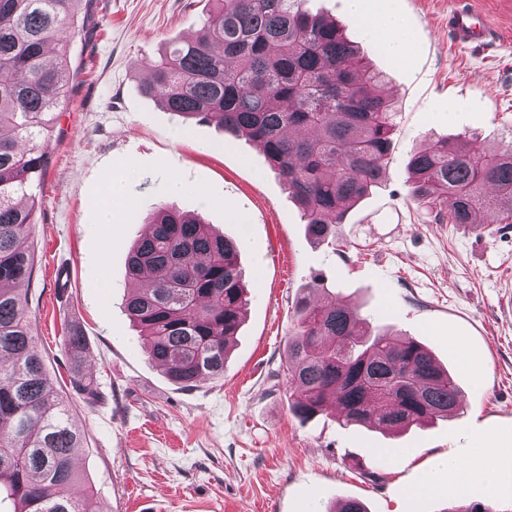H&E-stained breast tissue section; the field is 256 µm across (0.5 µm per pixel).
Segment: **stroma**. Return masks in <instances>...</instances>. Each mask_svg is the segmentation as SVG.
<instances>
[{
  "label": "stroma",
  "instance_id": "1",
  "mask_svg": "<svg viewBox=\"0 0 512 512\" xmlns=\"http://www.w3.org/2000/svg\"><path fill=\"white\" fill-rule=\"evenodd\" d=\"M492 24L486 49L448 30L452 0H372L403 17L410 53L393 59L346 0H308L385 77L399 104L383 182L334 236L315 241L258 146L216 123L166 111L138 91L163 47L195 35L210 0H93L73 36L74 71L57 113L32 229L28 313L51 381L84 434L76 468L106 512H330L357 498L369 512H441L481 504L512 512V484L470 476L464 495L413 492L442 457L512 471V225L479 231L432 223L410 196L407 163L424 140L512 137V0H471ZM182 190L173 194L171 182ZM170 205L240 245L250 303L224 375L169 381L141 348L124 308L127 260L145 221ZM112 210L102 224L98 213ZM319 297L377 328L425 344L463 395L454 417L392 436L341 426L337 411L303 422L285 376L295 306ZM77 322L99 397L69 381L60 341Z\"/></svg>",
  "mask_w": 512,
  "mask_h": 512
}]
</instances>
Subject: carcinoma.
Wrapping results in <instances>:
<instances>
[{"mask_svg":"<svg viewBox=\"0 0 512 512\" xmlns=\"http://www.w3.org/2000/svg\"><path fill=\"white\" fill-rule=\"evenodd\" d=\"M90 0H0V497L14 512H103L79 492L83 434L55 393L27 313L35 257L31 193L44 177L55 112L71 89L68 35ZM196 36L169 44L138 89L169 112L215 121L254 141L284 178L310 235L328 236L379 187L397 103L340 27L307 0H213ZM411 198L437 224H512V141L495 150L473 135L413 150ZM236 241L173 208L159 210L128 258V275L161 276L126 300L142 345L183 387L224 375L247 305ZM295 307L288 338V410L306 421L343 406L345 425L422 426L456 412L460 391L410 336L374 330L355 308ZM70 382L92 404L85 339L64 324Z\"/></svg>","mask_w":512,"mask_h":512,"instance_id":"obj_1","label":"carcinoma"}]
</instances>
